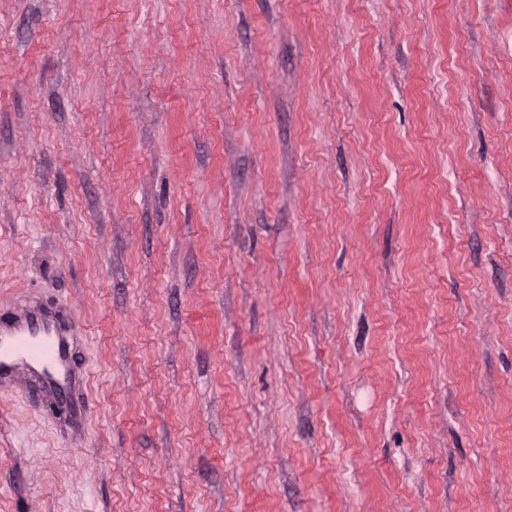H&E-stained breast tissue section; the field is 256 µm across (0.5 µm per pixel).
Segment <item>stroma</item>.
Masks as SVG:
<instances>
[{"mask_svg": "<svg viewBox=\"0 0 512 512\" xmlns=\"http://www.w3.org/2000/svg\"><path fill=\"white\" fill-rule=\"evenodd\" d=\"M0 512H512V0H0ZM74 327L63 315L28 298L6 319L0 318V382L33 383L56 400L83 379L71 369Z\"/></svg>", "mask_w": 512, "mask_h": 512, "instance_id": "stroma-1", "label": "stroma"}]
</instances>
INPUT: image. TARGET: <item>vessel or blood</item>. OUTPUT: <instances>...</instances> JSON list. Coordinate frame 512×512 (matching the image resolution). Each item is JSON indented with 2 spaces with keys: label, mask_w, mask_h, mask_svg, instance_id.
<instances>
[{
  "label": "vessel or blood",
  "mask_w": 512,
  "mask_h": 512,
  "mask_svg": "<svg viewBox=\"0 0 512 512\" xmlns=\"http://www.w3.org/2000/svg\"><path fill=\"white\" fill-rule=\"evenodd\" d=\"M74 335L63 315L26 299L0 318V382L32 383L53 399L71 392L82 379L70 364Z\"/></svg>",
  "instance_id": "obj_1"
}]
</instances>
